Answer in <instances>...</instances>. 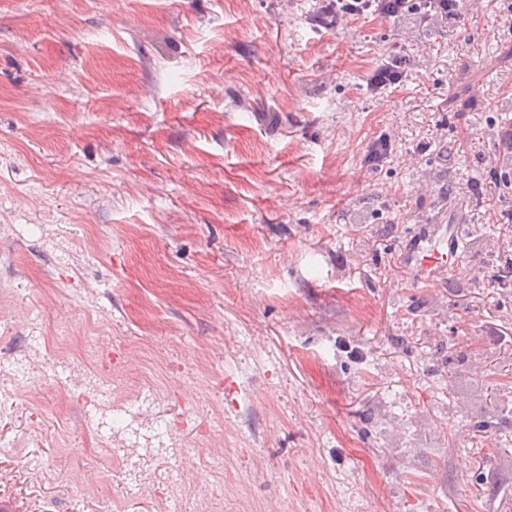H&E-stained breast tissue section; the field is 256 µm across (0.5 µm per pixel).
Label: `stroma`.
<instances>
[{"instance_id":"stroma-1","label":"stroma","mask_w":512,"mask_h":512,"mask_svg":"<svg viewBox=\"0 0 512 512\" xmlns=\"http://www.w3.org/2000/svg\"><path fill=\"white\" fill-rule=\"evenodd\" d=\"M323 5L0 0L10 512H205L237 481L262 512H512V0ZM388 57L406 80L369 90ZM445 223L453 268L415 285L405 244ZM117 433L152 440L151 492ZM338 17H359L367 14L383 18H396L407 12L421 13L423 20L433 16L457 18L460 15L459 0H330Z\"/></svg>"}]
</instances>
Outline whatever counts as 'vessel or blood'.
I'll use <instances>...</instances> for the list:
<instances>
[{"instance_id": "obj_1", "label": "vessel or blood", "mask_w": 512, "mask_h": 512, "mask_svg": "<svg viewBox=\"0 0 512 512\" xmlns=\"http://www.w3.org/2000/svg\"><path fill=\"white\" fill-rule=\"evenodd\" d=\"M461 240L456 224L423 226L412 235L404 251V265L416 284H435L442 279Z\"/></svg>"}]
</instances>
